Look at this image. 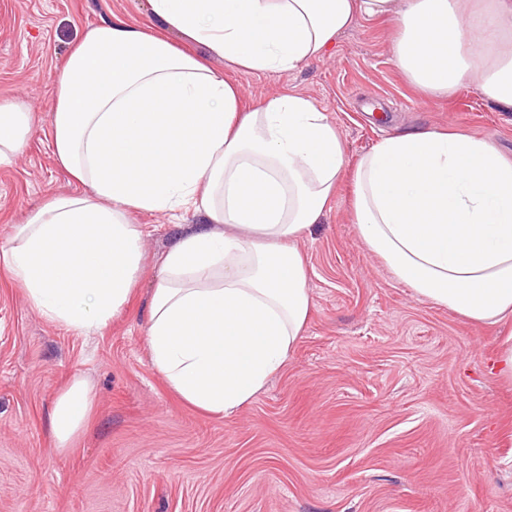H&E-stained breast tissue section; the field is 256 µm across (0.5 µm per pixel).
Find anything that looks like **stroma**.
Instances as JSON below:
<instances>
[{
    "mask_svg": "<svg viewBox=\"0 0 512 512\" xmlns=\"http://www.w3.org/2000/svg\"><path fill=\"white\" fill-rule=\"evenodd\" d=\"M151 20L148 0H0V99L35 106L32 135L0 166V244L50 195L77 185L49 146L52 75L111 16ZM395 27L361 21L333 56L292 72L234 75L245 104L312 100L349 162L411 129L486 137L512 158V112L464 82L424 97L393 54ZM341 184L299 244L310 319L285 367L236 413L184 403L150 364V288L181 224L138 213L140 287L99 334L46 321L0 271V512H512V389L491 370L497 329L417 298L360 243ZM95 406L72 448L47 415L72 378Z\"/></svg>",
    "mask_w": 512,
    "mask_h": 512,
    "instance_id": "stroma-1",
    "label": "stroma"
}]
</instances>
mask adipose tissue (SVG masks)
<instances>
[{
  "mask_svg": "<svg viewBox=\"0 0 512 512\" xmlns=\"http://www.w3.org/2000/svg\"><path fill=\"white\" fill-rule=\"evenodd\" d=\"M152 24L90 27L54 74L53 153L78 183L0 245V270L46 321L80 336L122 312L141 278L133 216L189 225L152 290L146 346L186 403L218 417L250 403L303 335L309 267L297 243L342 179L366 249L413 293L499 326L494 369L512 388V159L486 138L415 129L349 165L326 112L297 93L248 106L232 74L332 55L358 20L397 28L394 57L437 97L463 81L512 111V0H149ZM223 67H215L214 59ZM0 100V165L33 125ZM94 393L72 379L48 415L58 449L87 427Z\"/></svg>",
  "mask_w": 512,
  "mask_h": 512,
  "instance_id": "ef3b65f1",
  "label": "adipose tissue"
}]
</instances>
